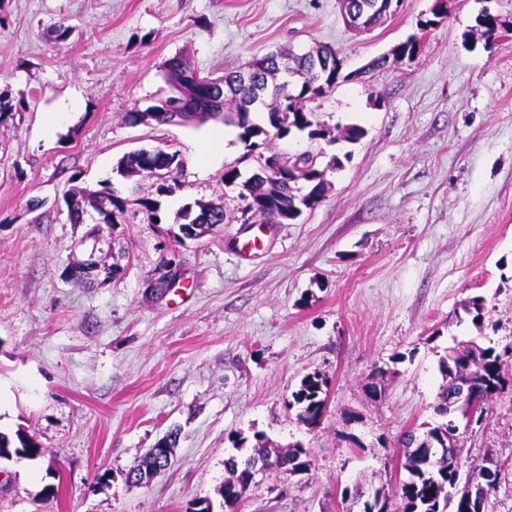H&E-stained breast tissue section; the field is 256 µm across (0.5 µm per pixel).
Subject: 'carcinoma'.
<instances>
[{"mask_svg": "<svg viewBox=\"0 0 512 512\" xmlns=\"http://www.w3.org/2000/svg\"><path fill=\"white\" fill-rule=\"evenodd\" d=\"M372 0H346L345 11L364 14V26L369 27L380 22L384 15L374 13L371 9ZM477 25L486 41H491L501 27L499 17L484 10L477 17ZM284 54L279 50L269 53L251 63L255 68V79L268 81L281 72L276 58ZM291 73L302 77V82L291 85L284 81L272 87V96L276 104L267 108V122L264 125L252 121L250 114L255 106L254 99L248 91L240 88L230 93L221 92L223 87H231L237 82L238 72L233 71L212 79L214 90L200 87L189 82L187 74L193 72L187 59L173 56L163 63L168 79L175 80L185 89V107L188 112L182 118L189 119L194 112H206L208 117L217 120L224 110L235 112L236 126L240 129L239 139L247 149L246 157L259 167L260 162L276 158V155H265L257 148L266 142L288 135L291 129L308 131V138L314 141L323 140L334 143L340 140L355 142L364 131L357 126H350L340 133L325 124L314 122L306 111V103L316 97L329 93L335 86L340 75L336 69H331L323 76L318 75L312 68L310 56L307 54L291 55ZM154 115L147 116L146 112L138 110L127 114V119L137 123L150 118L165 123V109L162 105L151 106ZM152 156L157 169L173 175L179 172L181 163L177 153L164 149L135 150L123 154L117 161L116 172L124 177L134 174L151 176L145 162L147 156ZM321 153L306 150L297 154L291 160L293 176L279 175L275 172L265 174L258 172L247 178L235 167L224 170V186L237 191V198L242 200L245 212L259 215L265 223L273 224L278 220L295 221L305 210H312L325 198L328 181L320 168ZM72 203L68 204L69 220L73 224H84L92 214L104 216L107 223L115 225L124 218V201L107 190H90L77 188L71 191ZM198 212L190 223L179 225V232L174 238H191L199 236L211 228L225 223L224 207L213 203H196ZM466 314L472 316L473 324L479 326L484 318L485 299L481 296L471 297L463 304ZM439 371L445 384L441 385L435 413L442 417H452L448 409V394L452 382L457 377L469 376L476 395L485 399V403L493 401L490 390L501 392L504 389V361L501 354L492 347H482L476 351L468 347H460L455 342L446 348V353L439 359ZM329 380L320 373L304 376L298 388L293 391L291 406L297 408V419L304 425L314 427L320 423L323 416L327 397ZM458 427L450 422L430 426L423 425V430L416 429L404 432L400 439L402 454L400 468L407 473L406 479L398 486V502L391 512H471L467 493L459 497L451 496L449 488L453 487L454 475L460 468L461 449L459 447ZM41 448L33 440L22 433L16 434V439H10L0 432V459L16 457H36ZM277 458L279 471L292 476L303 472L310 466L309 453L300 444L287 449H276L265 444L261 437H255V445L251 453L243 460L232 456L225 460L224 467L229 476L234 478V485L228 489H237L243 494L252 482L254 466L257 462L268 457Z\"/></svg>", "mask_w": 512, "mask_h": 512, "instance_id": "obj_1", "label": "carcinoma"}]
</instances>
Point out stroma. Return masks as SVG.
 Masks as SVG:
<instances>
[{"mask_svg": "<svg viewBox=\"0 0 512 512\" xmlns=\"http://www.w3.org/2000/svg\"><path fill=\"white\" fill-rule=\"evenodd\" d=\"M400 0L375 27H347L340 0H0V432L34 458L0 459V512H186L215 498L233 440L263 434L310 451L307 472L256 476L242 512H346L344 489L394 497L405 430L428 422L453 339L512 353V0ZM499 16L485 43L476 19ZM70 26L66 42L55 24ZM413 57H397L407 39ZM332 46L344 77L308 102L312 121L356 125L355 143L294 130L272 151L342 158L314 209L288 224L231 221L176 242L187 207L238 199L224 170L250 164L234 124L221 163L198 148L217 122L133 124L163 97L164 61L200 75L244 69L281 47ZM387 57L381 68L374 58ZM71 104L61 123L48 120ZM177 152L172 194L126 179L118 159ZM110 189L126 220L68 219L73 187ZM157 197L159 223L138 200ZM259 237L261 250L242 244ZM120 255L112 280L69 278L93 247ZM175 284H151L165 261ZM484 296L485 319L462 317ZM328 377L326 410L307 427L290 409L301 378ZM463 469H500L485 512H512V382L480 423L458 419ZM177 432L170 466L127 479ZM56 494H46V487ZM16 440H11L6 434L0 432V459L16 457H36L40 455L41 448L33 440L22 433L16 434ZM20 448L22 451H20Z\"/></svg>", "mask_w": 512, "mask_h": 512, "instance_id": "35a3bbf8", "label": "stroma"}]
</instances>
